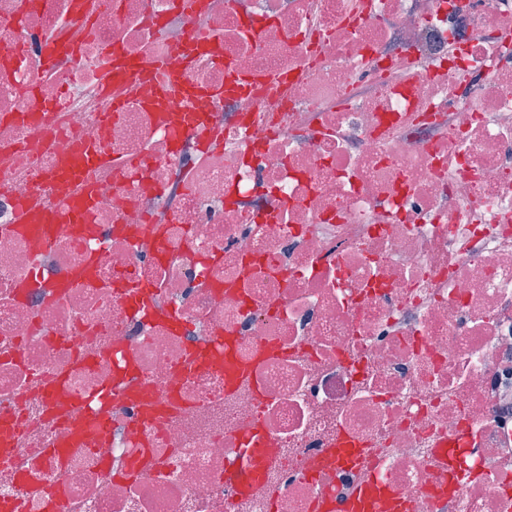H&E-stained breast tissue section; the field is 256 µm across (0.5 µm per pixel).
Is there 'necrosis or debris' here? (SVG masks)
<instances>
[{"instance_id":"1","label":"necrosis or debris","mask_w":512,"mask_h":512,"mask_svg":"<svg viewBox=\"0 0 512 512\" xmlns=\"http://www.w3.org/2000/svg\"><path fill=\"white\" fill-rule=\"evenodd\" d=\"M0 422L18 512H512V0H0Z\"/></svg>"}]
</instances>
